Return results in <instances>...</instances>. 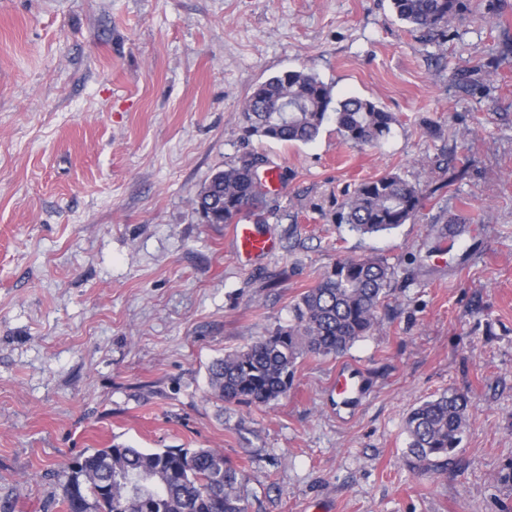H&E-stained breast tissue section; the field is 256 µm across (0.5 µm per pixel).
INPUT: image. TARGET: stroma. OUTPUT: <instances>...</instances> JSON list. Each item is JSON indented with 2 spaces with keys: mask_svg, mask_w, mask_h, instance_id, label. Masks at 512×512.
Masks as SVG:
<instances>
[{
  "mask_svg": "<svg viewBox=\"0 0 512 512\" xmlns=\"http://www.w3.org/2000/svg\"><path fill=\"white\" fill-rule=\"evenodd\" d=\"M302 68L398 124L374 147L331 119L246 136L253 89ZM249 155L278 179L274 247L245 259L192 201ZM388 173L422 191L413 218L337 223ZM365 256L394 271L372 335L300 357L270 404L213 395L215 359ZM345 361L367 392L340 412ZM447 390L470 398L456 455L412 467L405 418ZM112 445L220 449L249 512H512V0L429 36L390 0H0V512H66L64 469Z\"/></svg>",
  "mask_w": 512,
  "mask_h": 512,
  "instance_id": "1",
  "label": "stroma"
}]
</instances>
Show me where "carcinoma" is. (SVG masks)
<instances>
[{
  "label": "carcinoma",
  "instance_id": "cac0c4a2",
  "mask_svg": "<svg viewBox=\"0 0 512 512\" xmlns=\"http://www.w3.org/2000/svg\"><path fill=\"white\" fill-rule=\"evenodd\" d=\"M397 18L428 32L448 22L461 0H392ZM272 100L288 104L274 112ZM243 112L253 135L283 142L314 141L328 118L343 140L376 146L398 117L376 102L349 96L334 101L331 86L310 70L268 78L246 100ZM256 157L222 170L204 183L193 206L215 215L217 224H237L248 209L264 204L255 186ZM422 203L415 185L397 174L361 182L342 204L337 219L361 234L389 231L411 219ZM394 271L375 257L339 259L292 306L293 323L271 336L225 353L209 366V385L225 402L266 404L288 393L297 359L346 352L380 323ZM469 396L446 391L414 407L405 419L407 455L434 471L448 467L461 443ZM87 480L78 491L63 483L62 504L83 503L84 512H249L248 475L213 448L144 450L114 445L78 457Z\"/></svg>",
  "mask_w": 512,
  "mask_h": 512
}]
</instances>
